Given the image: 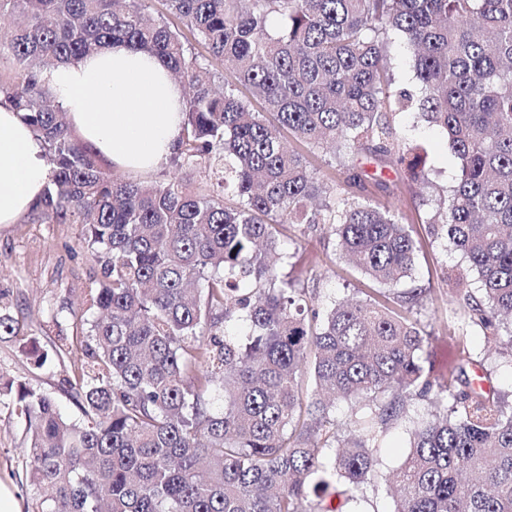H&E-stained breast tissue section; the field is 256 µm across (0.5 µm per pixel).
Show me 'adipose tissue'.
<instances>
[{"label":"adipose tissue","mask_w":512,"mask_h":512,"mask_svg":"<svg viewBox=\"0 0 512 512\" xmlns=\"http://www.w3.org/2000/svg\"><path fill=\"white\" fill-rule=\"evenodd\" d=\"M40 79L79 138L115 168L146 175L175 152L184 92L158 58L110 45ZM49 179L43 138L0 97V224L38 206Z\"/></svg>","instance_id":"1"}]
</instances>
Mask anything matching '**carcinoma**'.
Returning <instances> with one entry per match:
<instances>
[{
	"label": "carcinoma",
	"instance_id": "cac0c4a2",
	"mask_svg": "<svg viewBox=\"0 0 512 512\" xmlns=\"http://www.w3.org/2000/svg\"><path fill=\"white\" fill-rule=\"evenodd\" d=\"M165 2L227 65L223 80L142 0H0L14 22L0 55L24 70L0 93L52 167L37 219L88 225L104 274L87 299L98 315L76 337L83 367L67 380L83 421L23 383L0 390L26 421L33 512H327L333 494L336 512H357L369 488L396 492L393 512H512V410L470 377V352L446 372L426 365V289L398 288L417 251L402 212L331 197L281 135L365 151L419 181L394 118L415 109L442 129L458 175L427 223L481 282L457 289V330L512 366V0ZM397 38L417 95L392 97ZM110 41L188 86L175 158L207 164L215 190L111 178L39 85ZM284 224L330 225L342 253L389 286V305L308 302L270 263ZM325 395L348 403L354 429ZM416 399L428 417L381 474L380 443Z\"/></svg>",
	"mask_w": 512,
	"mask_h": 512
}]
</instances>
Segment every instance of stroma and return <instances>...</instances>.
Here are the masks:
<instances>
[{"instance_id": "35a3bbf8", "label": "stroma", "mask_w": 512, "mask_h": 512, "mask_svg": "<svg viewBox=\"0 0 512 512\" xmlns=\"http://www.w3.org/2000/svg\"><path fill=\"white\" fill-rule=\"evenodd\" d=\"M403 143L414 149L422 160L428 179L421 185L408 180L405 171L386 164L377 165L370 155L361 153L353 162L378 181H367L366 192L378 203L399 207L404 222L417 242V253L406 286L419 285L428 290V302L420 319L434 328L435 337L427 349L435 368L453 363L460 350H469L480 359L487 384L512 405V369L500 364L480 336L455 335L446 318L454 300L451 275L466 271L469 288H478L475 273L467 272L460 253L447 250L426 218L435 208L438 192L455 183L456 166L448 141L441 131L428 124L418 113L396 119ZM151 181L175 182L185 192L199 194L209 188L207 171L199 165L167 162L150 175ZM85 231L81 224L38 221L35 214L22 216L16 223L0 224V307L9 313L19 328L18 335L0 337V380L23 382L49 393L61 412L73 420L82 413L64 391L65 378L77 371L81 362L67 355L63 362L39 369L33 364V348L47 349L61 344L63 338L79 334L92 320L86 298L103 280L102 269L90 250L79 247ZM285 247L300 251L308 259L300 276V285L316 293L320 305L346 299H381L385 288L342 259L332 230L323 224H287L283 227ZM425 402L411 404V422L391 428L378 450L379 469L398 467L408 452L412 422L425 416ZM25 422L9 397L0 398V482L12 491L18 512H30L33 492L23 462L26 457Z\"/></svg>"}]
</instances>
